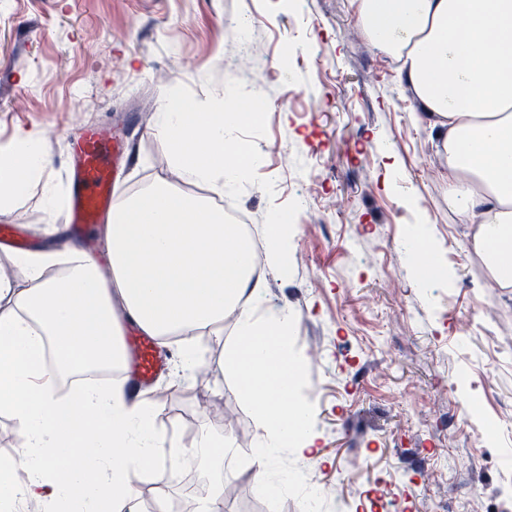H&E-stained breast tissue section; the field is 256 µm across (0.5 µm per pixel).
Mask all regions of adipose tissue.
<instances>
[{
    "label": "adipose tissue",
    "instance_id": "1",
    "mask_svg": "<svg viewBox=\"0 0 512 512\" xmlns=\"http://www.w3.org/2000/svg\"><path fill=\"white\" fill-rule=\"evenodd\" d=\"M366 36L396 63L437 128L448 170V208L475 225L474 247L502 286L512 285V0H353ZM40 137L21 131L0 147V213L45 175ZM52 247L15 257L0 277V412L24 444L0 458V512H139L144 474L192 457L210 468L202 512H224L222 435L202 430L192 448L159 431L151 404L120 387L75 388L64 380L90 363L123 367L125 321L159 339L180 337L185 371L200 364L193 339L222 333L236 313L230 367L260 430L253 463L315 446L296 402L288 316L255 305L264 282L253 246L212 199L162 180L113 206L105 234L111 278L98 261L47 226ZM63 277L48 276L62 257ZM24 481H17V471Z\"/></svg>",
    "mask_w": 512,
    "mask_h": 512
}]
</instances>
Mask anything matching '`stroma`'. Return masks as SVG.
Returning a JSON list of instances; mask_svg holds the SVG:
<instances>
[{
	"label": "stroma",
	"instance_id": "35a3bbf8",
	"mask_svg": "<svg viewBox=\"0 0 512 512\" xmlns=\"http://www.w3.org/2000/svg\"><path fill=\"white\" fill-rule=\"evenodd\" d=\"M248 22L260 53L233 59L230 24ZM229 78L267 95L258 139L260 178L237 211L263 237L270 204L307 198L291 239L293 273L268 270L261 313H288L299 391L319 439L318 458L290 453L257 474L254 412L228 367L234 320L197 341L200 366L176 377L175 339L145 394L156 427L192 446L207 428L232 452L224 512H467L512 495V286L491 276L472 227L448 212L436 132L394 62L364 34L351 0H0V146L39 132L52 167L14 202L5 221L43 242L66 200L70 138L84 122L118 127L127 151L120 192L162 179L208 195L169 159L155 131L166 89L197 101L224 95ZM426 225L443 268L420 284L403 243ZM211 473L194 461L162 466L141 482L143 512L157 490L178 498Z\"/></svg>",
	"mask_w": 512,
	"mask_h": 512
}]
</instances>
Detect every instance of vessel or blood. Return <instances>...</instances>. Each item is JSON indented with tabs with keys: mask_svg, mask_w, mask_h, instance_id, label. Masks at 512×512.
Returning <instances> with one entry per match:
<instances>
[{
	"mask_svg": "<svg viewBox=\"0 0 512 512\" xmlns=\"http://www.w3.org/2000/svg\"><path fill=\"white\" fill-rule=\"evenodd\" d=\"M73 151L76 163L69 174L71 189L64 219L75 232L82 233L97 223L101 213L111 208L115 200L114 163L125 154L126 145L87 124L75 137ZM131 345L134 362L127 375V385L136 390L154 379L159 363L152 337L137 336Z\"/></svg>",
	"mask_w": 512,
	"mask_h": 512,
	"instance_id": "b4317fda",
	"label": "vessel or blood"
}]
</instances>
